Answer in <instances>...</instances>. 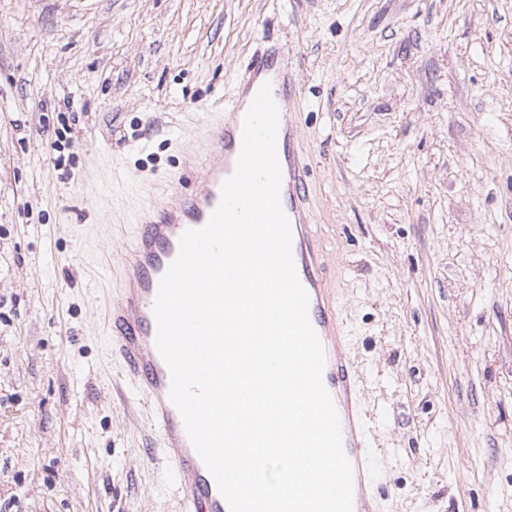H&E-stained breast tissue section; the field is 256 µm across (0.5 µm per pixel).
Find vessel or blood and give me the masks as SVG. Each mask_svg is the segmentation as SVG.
<instances>
[{
    "instance_id": "1",
    "label": "vessel or blood",
    "mask_w": 512,
    "mask_h": 512,
    "mask_svg": "<svg viewBox=\"0 0 512 512\" xmlns=\"http://www.w3.org/2000/svg\"><path fill=\"white\" fill-rule=\"evenodd\" d=\"M248 71L243 98H254L266 82L272 86L279 109L276 151L282 172L280 201L291 228L292 256L308 294L309 320L324 347L323 383L338 411L344 452L353 467L354 512H374L378 486L372 474L362 380L354 360L344 350V320L328 291L320 249L306 220L309 168L296 147L297 127L287 107L296 83L288 56L281 50L253 58ZM243 98L232 99L212 127L208 144L212 159L199 175V190L146 211L142 217L131 243L121 301L109 308L110 346L142 395L149 423L161 434L163 453L180 477L178 490L185 512H229V507L169 397L171 375L155 344L153 306L160 280L178 255L181 235L205 226L220 203L221 186L232 174L242 147Z\"/></svg>"
}]
</instances>
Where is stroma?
<instances>
[{
	"label": "stroma",
	"instance_id": "obj_1",
	"mask_svg": "<svg viewBox=\"0 0 512 512\" xmlns=\"http://www.w3.org/2000/svg\"><path fill=\"white\" fill-rule=\"evenodd\" d=\"M271 45L376 512H512V0H0V512H181L106 308Z\"/></svg>",
	"mask_w": 512,
	"mask_h": 512
}]
</instances>
